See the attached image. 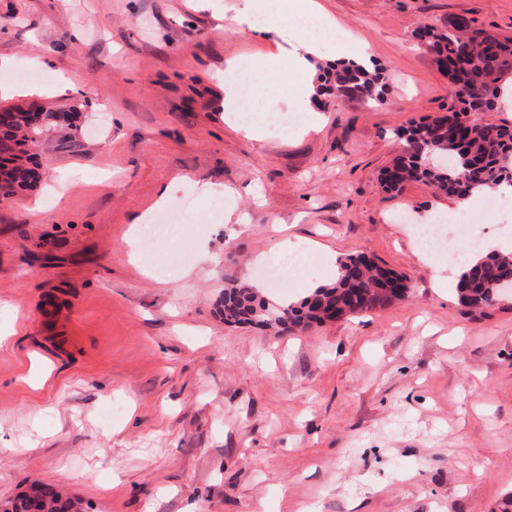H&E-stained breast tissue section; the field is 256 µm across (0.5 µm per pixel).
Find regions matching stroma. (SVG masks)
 Returning a JSON list of instances; mask_svg holds the SVG:
<instances>
[{
  "instance_id": "1",
  "label": "stroma",
  "mask_w": 512,
  "mask_h": 512,
  "mask_svg": "<svg viewBox=\"0 0 512 512\" xmlns=\"http://www.w3.org/2000/svg\"><path fill=\"white\" fill-rule=\"evenodd\" d=\"M341 33L304 74L324 116L256 141L224 119L229 62L255 67L292 28L256 39L240 0H0V106L74 110L35 148L40 181L0 199V502L36 480L86 512H503L512 499V298L482 312L439 282L396 214L457 215L419 182L380 173L411 123L445 115L452 86L416 32L464 17L512 37V0H319ZM369 44L382 103L339 101L329 67ZM45 69L67 96L22 81ZM206 183L228 194L214 214ZM192 208L187 275L157 281L124 236L154 202ZM366 254L406 275L404 300L307 332L228 325L227 282L294 301L257 264L282 241Z\"/></svg>"
}]
</instances>
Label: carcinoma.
Listing matches in <instances>:
<instances>
[{"mask_svg": "<svg viewBox=\"0 0 512 512\" xmlns=\"http://www.w3.org/2000/svg\"><path fill=\"white\" fill-rule=\"evenodd\" d=\"M417 37L430 52L453 88L454 105L448 114L419 121L402 130V154L381 175L388 191H397L411 181L431 186L439 196L465 198L482 194L502 183L512 182V126L472 122L460 134L444 130L470 110L490 111V93L512 85V38H499L471 28L459 18L438 27L429 23ZM382 69L373 65L338 63L327 77L326 91L338 99L381 100L384 94ZM18 120L0 128V154L13 159L23 147L35 144L45 130L55 126V112L44 109L42 125H29L22 107H13ZM405 276L385 268L364 254L339 261L336 279L296 302L273 303L259 296L249 281H233L224 287L220 300L224 323L252 324L283 331H303L331 319L383 310L407 296V289L391 282ZM512 291V256L494 253L472 259L457 283L458 301L475 310L489 308ZM11 512H73L69 499L56 495L45 484L39 499L18 497Z\"/></svg>", "mask_w": 512, "mask_h": 512, "instance_id": "obj_1", "label": "carcinoma"}]
</instances>
